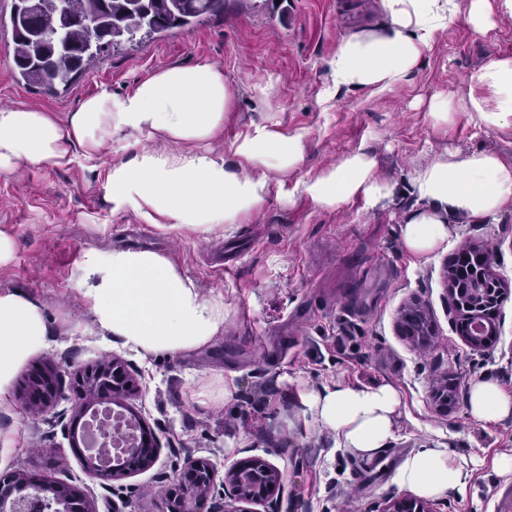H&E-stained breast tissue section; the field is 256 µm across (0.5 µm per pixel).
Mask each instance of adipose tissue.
<instances>
[{
  "instance_id": "obj_1",
  "label": "adipose tissue",
  "mask_w": 512,
  "mask_h": 512,
  "mask_svg": "<svg viewBox=\"0 0 512 512\" xmlns=\"http://www.w3.org/2000/svg\"><path fill=\"white\" fill-rule=\"evenodd\" d=\"M385 24L344 39L328 67L334 87L378 94L412 76L438 33L460 21L479 35L512 17V0H382ZM235 95L220 67L201 61L156 71L115 97L85 98L65 119L29 107L0 108V171L21 164H61L73 149L87 159L109 141L132 142L130 157L112 162L106 188L113 212H135L146 224L208 233L239 223L266 199L267 172L297 170L305 132L267 126L235 140L238 164L211 151L224 134ZM464 107L478 124L512 123V54H499L470 78ZM374 156L356 150L294 189L320 205L361 197L376 202L391 187L376 172ZM416 208L402 230L405 249L423 257L447 244L450 217L489 218L512 202V162L484 150L437 153L416 169ZM78 290L102 335L142 358L179 356L211 345L224 330V296L206 295L167 257L149 250L115 249L90 255ZM45 315L15 291L0 294V413L10 414L9 387L26 360L46 343ZM304 412L330 430L336 445L373 458L394 440L401 407L390 383L352 384L335 379L302 395ZM466 413L474 420L512 417V394L490 378L472 382ZM477 460L460 458L445 443L430 442L405 456L392 482L422 498L461 494Z\"/></svg>"
}]
</instances>
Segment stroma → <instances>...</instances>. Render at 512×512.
Masks as SVG:
<instances>
[{
	"mask_svg": "<svg viewBox=\"0 0 512 512\" xmlns=\"http://www.w3.org/2000/svg\"><path fill=\"white\" fill-rule=\"evenodd\" d=\"M256 2L111 55L56 97L16 81L12 0H0V107L38 106L61 119L85 97L103 90L118 96L157 69L205 60L223 68L235 89L215 150L228 152L254 126L276 122L284 132L308 133L304 160L289 181L315 177L363 149L394 187L376 205L355 198L337 208L274 188L240 223L202 234L113 212L106 175L112 160L130 156L124 141L106 144L91 161L77 155L61 165L0 172V232L12 243L0 263V293H26L49 329L45 346L10 386L13 414L0 419V429L12 431L13 446L0 472L65 481L87 493L98 512H163L164 500L147 490L168 486L187 458L209 459L222 471L259 456L282 473L280 512H336L340 503L346 512H371L398 495L392 473L399 462L439 439L484 461L465 494L447 497L445 512H512V474L492 467L497 455L512 454V418L476 422L465 415L475 379L492 377L512 393V300L495 346L475 350L449 320L444 283L448 255L464 241L495 255L498 272L512 280V204L486 220L455 219L447 248L426 259L408 254L401 239L416 207L411 178L435 153L491 150L512 161L511 125L488 129L462 109L448 124L429 115L434 95L462 101L479 67L512 54V18L485 36L450 25L407 82L371 96L334 91L327 62L342 40L384 24L380 0ZM265 84L272 87L267 96L258 91ZM128 248L167 256L203 293H223V335L196 352L147 360L102 342L77 285L89 254ZM415 300L432 322L434 344L414 346L396 331L400 308ZM112 357L138 371L124 403L162 444L150 468L113 483L89 475L72 447V403L36 416L23 403V384L36 365L69 370ZM440 375L455 388L445 409L431 398ZM224 378L235 385L231 399L200 404L201 393ZM336 378L388 382L401 395L397 436L374 459L336 447L334 436L304 414L301 391Z\"/></svg>",
	"mask_w": 512,
	"mask_h": 512,
	"instance_id": "stroma-1",
	"label": "stroma"
}]
</instances>
